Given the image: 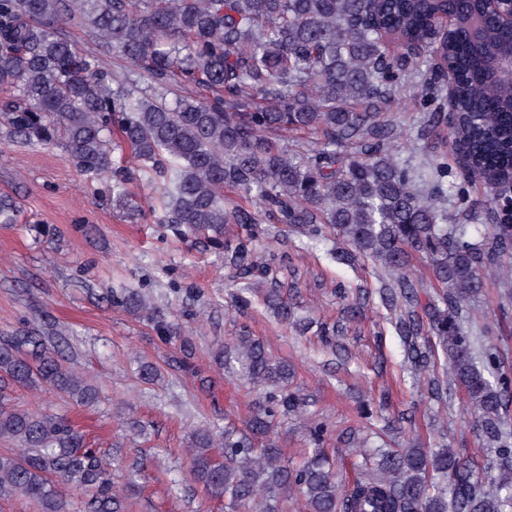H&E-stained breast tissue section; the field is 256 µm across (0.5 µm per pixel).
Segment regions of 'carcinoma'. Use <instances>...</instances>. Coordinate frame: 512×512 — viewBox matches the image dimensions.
<instances>
[{
  "instance_id": "obj_1",
  "label": "carcinoma",
  "mask_w": 512,
  "mask_h": 512,
  "mask_svg": "<svg viewBox=\"0 0 512 512\" xmlns=\"http://www.w3.org/2000/svg\"><path fill=\"white\" fill-rule=\"evenodd\" d=\"M448 12V40L428 48L432 22ZM76 20L127 67L160 85L181 76L199 94L171 104L134 98L99 55L65 36L64 25ZM390 35L414 48L388 55ZM510 41L512 30L484 14L483 0H0L7 141H65L80 171L109 182L112 205L122 211H133L128 183L143 173L160 188L159 222L224 250L238 279L256 264L246 242L224 237L227 224L269 218L310 237L336 235L344 244L337 262L378 267L376 293L411 373L439 404L461 390L491 448L482 471L446 444L381 450L347 484L319 448L328 429L317 423L314 447L291 467L269 432L278 417L303 413L305 399L283 385L288 365L243 338L236 347L243 368L270 387L249 423L265 441L202 427L192 434L182 477L224 500L227 512H284L290 496L306 512H512V378L492 353L476 362L466 326L485 275L512 256V224L498 223L489 204L482 214L490 229L478 241L465 225L444 224V163L429 141L432 129H450L474 178L512 168V80L490 78ZM450 80L453 121L440 105L410 139L428 159L423 178L395 157L400 133L385 114L399 96L435 102L438 85ZM306 132L313 138L305 143L285 141ZM117 150L130 153L136 171L116 162ZM226 191L255 208L224 202ZM415 255L439 286L433 294L411 268ZM268 281L266 302L281 321L291 320L286 276L273 271ZM113 303L159 318L135 289H119ZM7 384L48 386L83 406L98 399L40 329L0 337V440L13 444L0 450V499L22 494L37 512H126L82 432L62 416L11 405ZM60 484L84 497L80 507Z\"/></svg>"
}]
</instances>
